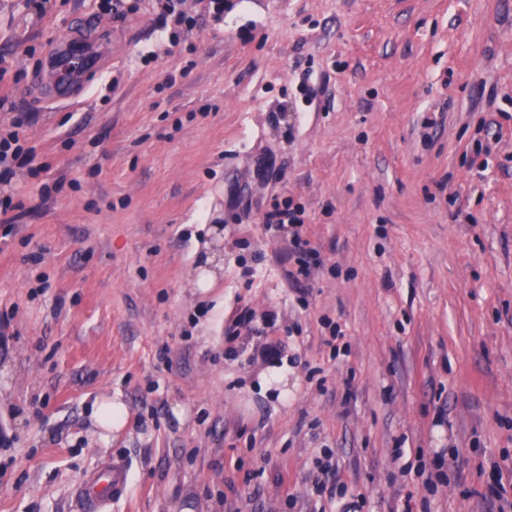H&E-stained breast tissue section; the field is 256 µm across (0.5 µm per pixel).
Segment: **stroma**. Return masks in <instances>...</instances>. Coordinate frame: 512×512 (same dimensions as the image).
Wrapping results in <instances>:
<instances>
[{"label": "stroma", "instance_id": "obj_1", "mask_svg": "<svg viewBox=\"0 0 512 512\" xmlns=\"http://www.w3.org/2000/svg\"><path fill=\"white\" fill-rule=\"evenodd\" d=\"M230 2L217 23L185 0L198 24L173 41L157 0L122 22L100 0H0V128L23 119L43 169L0 212V512H72L102 460L128 474L112 512H496L512 0ZM86 20L111 66L41 101L52 38ZM288 198L311 281L264 224ZM206 241L224 267L202 289ZM246 308L262 336H231ZM266 342L279 361L253 360ZM117 392L128 423L105 440L91 404Z\"/></svg>", "mask_w": 512, "mask_h": 512}]
</instances>
